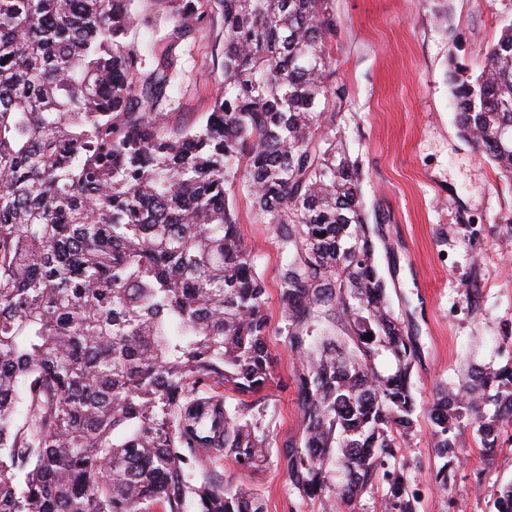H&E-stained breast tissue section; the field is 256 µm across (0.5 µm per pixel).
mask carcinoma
I'll return each mask as SVG.
<instances>
[{"instance_id":"cac0c4a2","label":"carcinoma","mask_w":512,"mask_h":512,"mask_svg":"<svg viewBox=\"0 0 512 512\" xmlns=\"http://www.w3.org/2000/svg\"><path fill=\"white\" fill-rule=\"evenodd\" d=\"M135 0H0V512H263L193 480L205 453L254 469L263 412L224 392L271 381L265 288L230 195L275 225L301 440L282 448L302 498L414 512L396 465L414 426L416 341L392 313L336 129L330 0H220L224 86L196 127L159 119L172 62L143 67ZM176 39L193 0H157ZM463 137L512 185V24L478 75L449 71ZM372 334V339L364 336ZM447 488L463 421L486 451L512 422V365L436 390Z\"/></svg>"}]
</instances>
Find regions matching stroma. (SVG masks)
<instances>
[{
    "label": "stroma",
    "mask_w": 512,
    "mask_h": 512,
    "mask_svg": "<svg viewBox=\"0 0 512 512\" xmlns=\"http://www.w3.org/2000/svg\"><path fill=\"white\" fill-rule=\"evenodd\" d=\"M447 6V19L437 18ZM203 22L172 40L174 22L138 0L132 36L148 43L147 64L174 59L164 122L177 131L211 111L224 81V21L217 0H195ZM337 33L329 49L334 78L346 91L336 133L363 170L362 196L371 216H385L376 262L395 316L416 338L412 391L417 422L398 459L408 467L417 512H496L512 482V427L485 455L472 427L461 430L454 483L440 489L428 409L438 386L458 388L468 368L512 362V186L457 127L450 60L479 72L486 50L512 23V0H331ZM241 235L266 293L267 346L273 379L260 401L271 444L298 440V359L279 317L273 225L236 193ZM221 474L260 497L265 512H323L318 499L293 492L282 458L269 454L248 471L231 460L203 465L198 478Z\"/></svg>",
    "instance_id": "1"
}]
</instances>
